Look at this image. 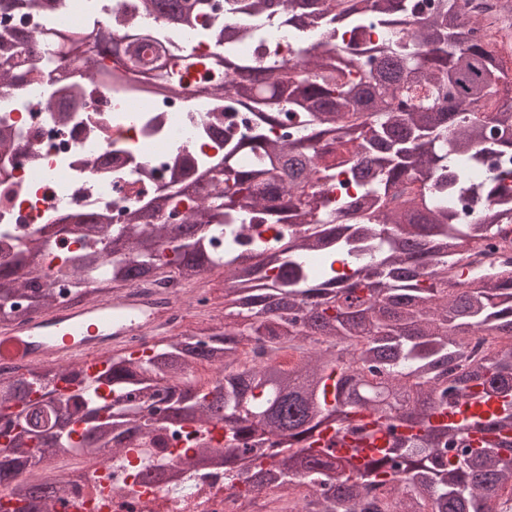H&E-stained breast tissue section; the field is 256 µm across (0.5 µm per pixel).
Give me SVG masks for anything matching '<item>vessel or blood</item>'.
<instances>
[{
    "instance_id": "vessel-or-blood-1",
    "label": "vessel or blood",
    "mask_w": 512,
    "mask_h": 512,
    "mask_svg": "<svg viewBox=\"0 0 512 512\" xmlns=\"http://www.w3.org/2000/svg\"><path fill=\"white\" fill-rule=\"evenodd\" d=\"M159 308L153 297L133 292L59 306L24 326L1 328L0 352L35 365L74 366L92 380L99 373L96 359L155 325Z\"/></svg>"
}]
</instances>
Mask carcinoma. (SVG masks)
<instances>
[{
	"instance_id": "obj_1",
	"label": "carcinoma",
	"mask_w": 512,
	"mask_h": 512,
	"mask_svg": "<svg viewBox=\"0 0 512 512\" xmlns=\"http://www.w3.org/2000/svg\"><path fill=\"white\" fill-rule=\"evenodd\" d=\"M48 2L0 0V9L41 13ZM163 2L143 0V7L172 28L197 26L184 4L166 13ZM272 8L293 38L318 36L316 51L295 62L230 56L238 23ZM228 9L235 24L212 32L226 54L209 65L233 77L202 91L224 95L229 111L253 113L254 133L224 130L222 167L177 160L172 193L129 211L107 236L92 225L86 248L60 269L72 279L75 302L152 275L191 282L222 271L224 321L175 336L141 360L112 355L106 378L91 389L59 392L65 369L52 365L1 378L0 413L10 423L0 429V494L22 506L0 504V512H51L69 480L23 484L21 474L91 444L114 453L132 445L142 409L161 389L171 405L151 432L173 421L223 423L224 470L249 459L246 485L284 493L300 483L326 487L297 512H512L502 498L512 485V348L479 359L469 344L477 331L512 336V264L470 269L448 287V271L463 270L480 243L512 225V188L501 175L475 183L460 164L481 161L490 125L493 148L512 154L509 68L491 39L474 38L459 0H436L418 21L413 0H228ZM478 14L489 25L512 17V0H487ZM378 24L390 34L381 44L370 38ZM343 30L353 42L340 50ZM48 38L59 56L38 57L32 68L49 75L71 60L81 68L64 87L60 114L100 82H126V71L83 56L77 35L22 29L6 36L29 54ZM109 42L102 34V52L134 56ZM153 71L142 92L175 90L166 60ZM30 74L0 53V83L18 85ZM487 102L502 104L489 123L476 112ZM285 125L298 136L266 137ZM338 171L363 192L332 201L320 185ZM461 198L476 212L472 224L459 223L451 209ZM175 200L192 203L183 222L190 230L180 235L151 220ZM246 215L270 230L294 224L299 231L271 242L259 233L245 246L237 224ZM217 237L221 251L211 248ZM167 244L172 256L161 261L154 248ZM43 246L40 234L26 237L11 267L0 269V325L56 307L51 281L27 270ZM311 254L322 257L316 269ZM266 267L278 271L271 285L263 282ZM245 337L277 345L298 338L301 355L288 369L270 358L231 372L210 389L179 384L198 361L228 367ZM336 427L375 428L386 446L362 458L359 448L317 447Z\"/></svg>"
}]
</instances>
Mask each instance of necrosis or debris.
<instances>
[{"mask_svg": "<svg viewBox=\"0 0 512 512\" xmlns=\"http://www.w3.org/2000/svg\"><path fill=\"white\" fill-rule=\"evenodd\" d=\"M143 0H59L56 9L36 18L43 31L80 29L138 43L142 52L185 57L195 65L182 73L175 92L148 99L139 87L147 76L131 74L124 86L102 84L86 94L82 110L60 118L51 103L60 91L48 79L31 78L21 86L0 88V129L11 131L14 146L0 157V170L9 179L0 192L17 185L14 202H0V263H6L21 238L57 223L69 210L107 213L113 225L125 223L138 199L170 193L171 159L185 152L211 164H223L224 142L208 134L215 119L227 117L238 136L249 135L252 120L246 112H224L199 95L205 83L220 82L206 59L218 45L198 31L176 30L146 14ZM247 29L262 38L267 60L296 61L311 51L313 42L295 43L275 16L254 17ZM79 234L64 232L42 254V273L55 279L58 302L72 298L68 281L58 277L64 257L81 249ZM135 291L150 293L163 303L160 328L128 337L124 353L150 354L163 337L191 331L195 321L213 319L214 289L198 288L178 277L134 283ZM202 433L197 426H177L168 432V445L153 447L142 438L137 447L105 457L80 456L63 462L57 474L70 478L63 497L72 512H289L287 500L273 489L245 491L231 485L223 466L182 467L192 456ZM184 479L183 489L145 478V470Z\"/></svg>", "mask_w": 512, "mask_h": 512, "instance_id": "4bbe7bcc", "label": "necrosis or debris"}]
</instances>
